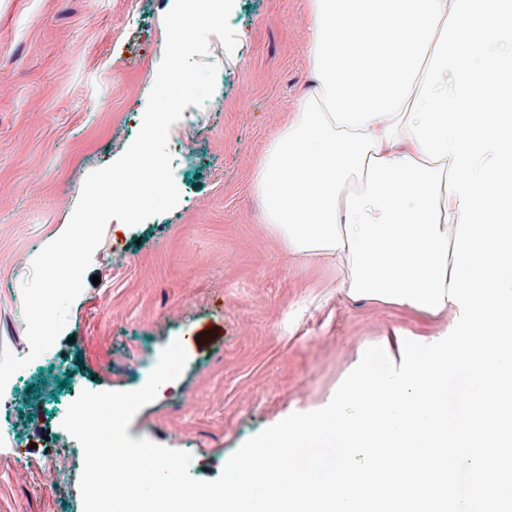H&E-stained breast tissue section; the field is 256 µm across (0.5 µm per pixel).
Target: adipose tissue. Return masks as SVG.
Returning a JSON list of instances; mask_svg holds the SVG:
<instances>
[{
	"mask_svg": "<svg viewBox=\"0 0 512 512\" xmlns=\"http://www.w3.org/2000/svg\"><path fill=\"white\" fill-rule=\"evenodd\" d=\"M455 0H309L308 87L252 187L288 259L335 269L339 297L451 310L458 196L451 158L405 128Z\"/></svg>",
	"mask_w": 512,
	"mask_h": 512,
	"instance_id": "adipose-tissue-1",
	"label": "adipose tissue"
}]
</instances>
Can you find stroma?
<instances>
[{
    "instance_id": "obj_1",
    "label": "stroma",
    "mask_w": 512,
    "mask_h": 512,
    "mask_svg": "<svg viewBox=\"0 0 512 512\" xmlns=\"http://www.w3.org/2000/svg\"><path fill=\"white\" fill-rule=\"evenodd\" d=\"M170 0H0V347L29 351L20 299L33 259L66 229L86 176L136 137L165 44ZM235 49L218 56L212 111L171 127L194 164L174 170L179 204L136 226L107 223L47 361L14 388L18 463L0 451V512H83V449L55 402L63 380L136 390L172 340L188 361L127 429L191 454L219 477L247 439L328 403L391 328L446 335L453 313L331 297L333 270L288 262L252 190L268 137L304 89L307 0H234ZM99 283H92V276Z\"/></svg>"
}]
</instances>
